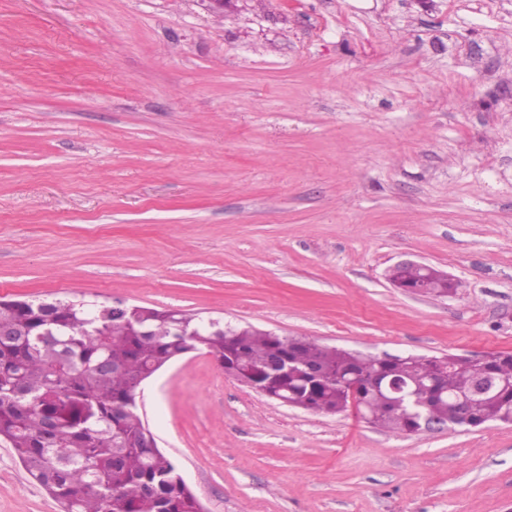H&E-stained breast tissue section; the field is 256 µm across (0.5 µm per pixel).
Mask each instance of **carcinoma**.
Instances as JSON below:
<instances>
[{"label": "carcinoma", "mask_w": 512, "mask_h": 512, "mask_svg": "<svg viewBox=\"0 0 512 512\" xmlns=\"http://www.w3.org/2000/svg\"><path fill=\"white\" fill-rule=\"evenodd\" d=\"M391 281L423 286L446 297L452 278L421 269L396 267ZM136 319L122 324L112 305L64 299L30 302L0 300V441L11 445L28 474L57 501L63 512H199V499L176 464L145 444V423L137 409L139 387L175 359L204 351L224 373L249 377L271 395L281 392L296 407L333 415L350 406L335 377L381 370L408 385L411 399L440 418L455 399L465 398L463 426L512 422V352L478 359L458 357L450 369L439 358L363 357L305 337L279 336L253 327L227 337L195 315L137 306ZM190 321L195 336H181L176 321ZM281 355L303 368L313 363L324 377L304 374L268 382L258 377ZM483 382L491 390L476 393ZM356 400L371 408L372 425L416 431L406 401L371 385Z\"/></svg>", "instance_id": "cac0c4a2"}]
</instances>
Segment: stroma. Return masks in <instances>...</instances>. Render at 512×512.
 <instances>
[{"instance_id":"stroma-1","label":"stroma","mask_w":512,"mask_h":512,"mask_svg":"<svg viewBox=\"0 0 512 512\" xmlns=\"http://www.w3.org/2000/svg\"><path fill=\"white\" fill-rule=\"evenodd\" d=\"M0 297L512 351V0H0ZM140 414L207 512H512V424L314 414L202 351ZM0 512H58L3 442ZM399 265H406L410 267H400L397 266L395 268L393 276L391 277V281L393 283L398 284L399 286H412V288L406 289V291L411 293L423 292L420 288H415V286H424V290L428 294H433L437 297H447L455 291V283L452 278L448 276L447 273L439 271L431 266L416 263V262H404ZM413 267V268H412ZM415 268H426L427 271L431 274L437 275L434 270L438 272V274H445L448 278L444 277H433L428 274L426 271Z\"/></svg>"}]
</instances>
